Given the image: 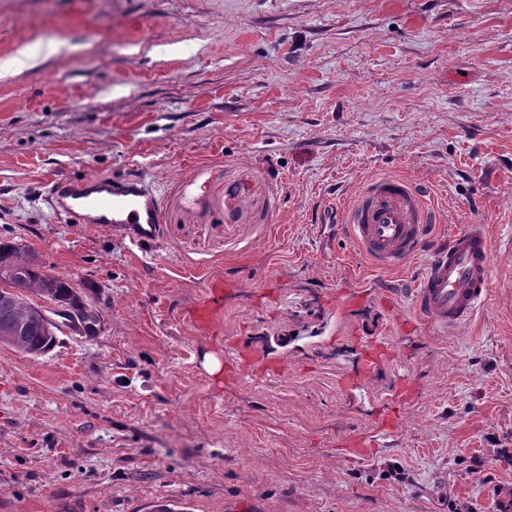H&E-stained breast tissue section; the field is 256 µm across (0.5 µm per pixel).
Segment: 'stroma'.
<instances>
[{
  "label": "stroma",
  "mask_w": 512,
  "mask_h": 512,
  "mask_svg": "<svg viewBox=\"0 0 512 512\" xmlns=\"http://www.w3.org/2000/svg\"><path fill=\"white\" fill-rule=\"evenodd\" d=\"M134 175L143 251L43 201ZM385 175L489 235L471 323L341 229ZM15 241L99 320L0 345V512H512V0H0Z\"/></svg>",
  "instance_id": "1"
}]
</instances>
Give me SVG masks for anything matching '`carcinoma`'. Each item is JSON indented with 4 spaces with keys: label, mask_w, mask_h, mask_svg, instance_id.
<instances>
[{
    "label": "carcinoma",
    "mask_w": 512,
    "mask_h": 512,
    "mask_svg": "<svg viewBox=\"0 0 512 512\" xmlns=\"http://www.w3.org/2000/svg\"><path fill=\"white\" fill-rule=\"evenodd\" d=\"M15 273V291L6 293L0 298V327L13 325L18 305L28 300V295L39 292L43 283L53 284L52 297L56 301H64L74 291L68 280L51 275L40 267L31 263V256L16 244L11 242L0 243V272ZM23 347L21 350L28 355H41L50 350L55 339L46 335L38 322L31 323L22 332Z\"/></svg>",
    "instance_id": "obj_1"
}]
</instances>
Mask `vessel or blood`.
Masks as SVG:
<instances>
[{"mask_svg":"<svg viewBox=\"0 0 512 512\" xmlns=\"http://www.w3.org/2000/svg\"><path fill=\"white\" fill-rule=\"evenodd\" d=\"M47 202L67 224H101L115 239L144 248L162 232L161 200L146 179H59ZM436 221L425 194L398 177L368 182L347 206L343 223L361 255L376 269L397 271L419 254ZM491 242L476 226L437 241L411 290L426 324L450 331L470 321L489 292Z\"/></svg>","mask_w":512,"mask_h":512,"instance_id":"b4317fda","label":"vessel or blood"}]
</instances>
